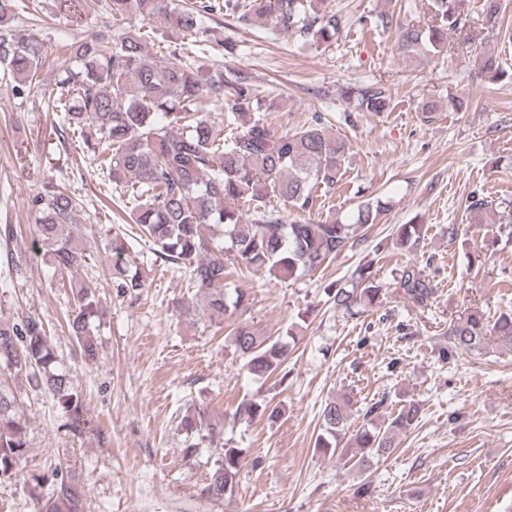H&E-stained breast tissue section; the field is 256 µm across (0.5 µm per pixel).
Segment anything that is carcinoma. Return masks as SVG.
<instances>
[{
  "instance_id": "obj_1",
  "label": "carcinoma",
  "mask_w": 512,
  "mask_h": 512,
  "mask_svg": "<svg viewBox=\"0 0 512 512\" xmlns=\"http://www.w3.org/2000/svg\"><path fill=\"white\" fill-rule=\"evenodd\" d=\"M318 0H193L180 6L174 0H109L112 19L124 27L138 20L152 25L151 32L131 29L120 34L97 33L72 44L66 77L48 94L52 111L63 113L57 129L62 139L75 135L93 153L98 171L115 190L131 192L129 217L144 230L157 258L179 266L190 263L188 276L210 318H223L248 309L250 294L224 290L225 261L233 259L247 270L266 271L290 279L300 271H313L335 259L361 240L360 232L376 223L384 212L381 203L364 202L355 221L334 218L284 224L267 212V200L279 198L302 211L312 205L313 194L336 189L342 182L347 143L334 129L315 118L292 132L276 133L268 123L278 108L261 102L248 79L221 69L211 71L171 53L158 60L153 52L155 34L172 29L197 39L205 33L203 19L224 14L240 24L263 20L272 29L289 33L297 41L330 43L336 39L340 19L317 8ZM466 0H431L430 17L415 23L391 9L377 16L375 26L395 33L393 50L405 60L439 55L448 49V36H463L469 26ZM16 0H0V69L10 76L21 94L31 88L45 65L47 44L21 33L14 24ZM501 0H483L481 32L494 35L503 27ZM470 50L479 38L463 36ZM475 74L496 79L504 74L496 57L484 51L475 59ZM343 99L358 112H383L390 105L389 89L378 80L348 85ZM217 103L230 138L218 130L209 106ZM40 213L35 244L49 257L56 272H71L85 260L80 243L81 225L74 215L79 201L61 190H49L35 199ZM252 208L255 218L245 220L240 206ZM493 203L475 195L467 211L473 224L485 223ZM422 225L403 224L395 244L402 247L421 238ZM112 280L125 295L138 296L145 288L139 267L127 258L128 242L120 234L107 244ZM69 288L75 308L69 315L72 337L86 358L98 354L92 326L102 302L84 280L73 278ZM394 292L421 306L434 293L425 272L403 267ZM333 305L348 313L369 312L387 295L384 284L365 269L355 284L326 289ZM234 353L254 379L266 380L283 372L288 341L258 334L246 321L231 332ZM512 350V309L489 316L463 312L448 324V357L481 353L492 344ZM25 374L27 383L47 391L65 416L67 427L80 432L89 424L73 379L60 367L43 323L33 316H16L0 309V372ZM383 401L365 412L364 424L349 440V406L344 397L327 401L321 411L322 433L315 447L351 463L360 473L374 460L390 454L399 435L418 423L421 410L414 402L400 406L387 420L375 422ZM17 395L0 385V479L19 475L17 467L29 452L26 422L17 414ZM280 415L265 402L244 400L234 416L270 421ZM244 456L242 448L224 449L208 475L205 494L212 500L235 495ZM39 512H86L82 487L72 476L60 477L47 489L32 488Z\"/></svg>"
}]
</instances>
